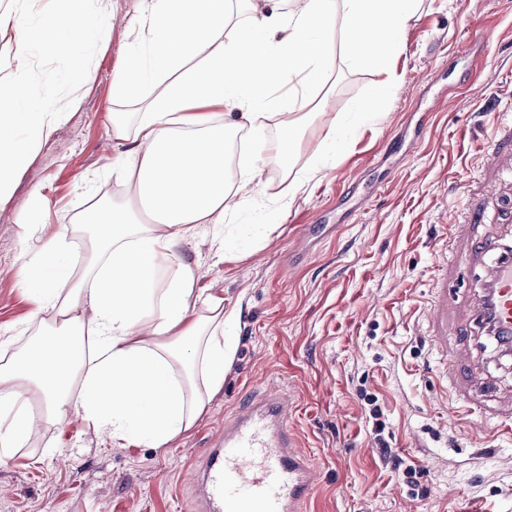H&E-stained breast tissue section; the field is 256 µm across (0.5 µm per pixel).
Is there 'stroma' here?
Here are the masks:
<instances>
[{"label": "stroma", "mask_w": 512, "mask_h": 512, "mask_svg": "<svg viewBox=\"0 0 512 512\" xmlns=\"http://www.w3.org/2000/svg\"><path fill=\"white\" fill-rule=\"evenodd\" d=\"M141 0H103L113 18L98 48L95 80L37 144L11 199L0 205V336L22 352L48 325L32 318L19 272L47 236L87 205L86 191L116 185L112 77ZM483 18L470 46L467 14ZM399 81L380 120L357 105L376 72L335 51L325 90L350 130L326 153L318 124L304 131L290 165L268 161L264 190L235 218L254 232L251 253L224 261L215 233L196 229L179 255L198 286L237 310V351L224 387L194 427L164 448L112 439L72 414L0 458V512H193L192 466L223 433L241 399L264 388L288 393L290 425L316 471L307 512H512V438L497 421L512 408V355L471 354L432 341L436 280L448 303V335L469 319L476 270L451 258L512 215V0H421L409 21ZM427 133L413 149L400 132ZM497 148L487 154V140ZM326 164L263 236L265 204L301 170ZM320 221L306 260L294 261L300 225ZM483 405L468 420L463 401ZM416 471L415 484L386 467L378 442Z\"/></svg>", "instance_id": "stroma-1"}]
</instances>
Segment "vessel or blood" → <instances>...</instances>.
I'll use <instances>...</instances> for the list:
<instances>
[{
	"label": "vessel or blood",
	"mask_w": 512,
	"mask_h": 512,
	"mask_svg": "<svg viewBox=\"0 0 512 512\" xmlns=\"http://www.w3.org/2000/svg\"><path fill=\"white\" fill-rule=\"evenodd\" d=\"M498 261L486 271L483 291L472 319L493 334L512 340V251L503 238L478 239L462 255L471 266L489 251ZM448 290L440 288L433 310L435 338L446 343ZM288 396L268 389L252 393L224 421L195 461L196 512H305L313 484V467L300 449L290 422Z\"/></svg>",
	"instance_id": "obj_1"
}]
</instances>
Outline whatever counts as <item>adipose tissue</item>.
Returning a JSON list of instances; mask_svg holds the SVG:
<instances>
[{"label":"adipose tissue","instance_id":"1","mask_svg":"<svg viewBox=\"0 0 512 512\" xmlns=\"http://www.w3.org/2000/svg\"><path fill=\"white\" fill-rule=\"evenodd\" d=\"M247 2L243 23L234 0H142L140 39L112 80L113 102L134 107L112 117L113 137L130 144L112 161L120 192L94 200L20 270L36 315L60 328L38 356L0 360L1 454L72 412L152 448L188 432L224 384L236 322L223 296H201L175 248L206 226L225 260L241 257L226 224L263 186L268 160L288 163L307 119L325 115L335 46L380 74L359 106L363 122L379 119L418 0ZM244 131L260 137L234 169ZM86 237L75 263L67 245Z\"/></svg>","mask_w":512,"mask_h":512}]
</instances>
